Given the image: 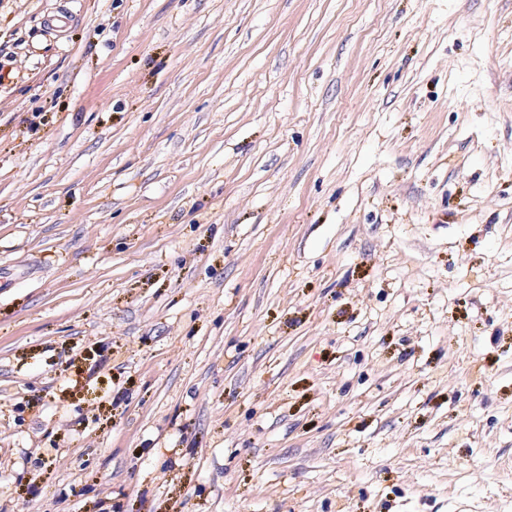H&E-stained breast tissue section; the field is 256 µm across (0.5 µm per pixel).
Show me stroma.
<instances>
[{
  "mask_svg": "<svg viewBox=\"0 0 512 512\" xmlns=\"http://www.w3.org/2000/svg\"><path fill=\"white\" fill-rule=\"evenodd\" d=\"M0 512H512V0H0Z\"/></svg>",
  "mask_w": 512,
  "mask_h": 512,
  "instance_id": "1",
  "label": "stroma"
}]
</instances>
